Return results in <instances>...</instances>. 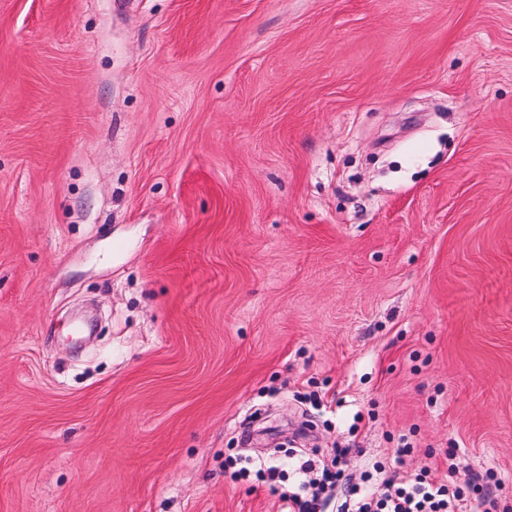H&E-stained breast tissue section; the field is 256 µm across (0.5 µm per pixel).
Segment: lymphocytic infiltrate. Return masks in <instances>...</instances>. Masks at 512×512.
<instances>
[{
	"mask_svg": "<svg viewBox=\"0 0 512 512\" xmlns=\"http://www.w3.org/2000/svg\"><path fill=\"white\" fill-rule=\"evenodd\" d=\"M448 469L467 472L465 485L446 483L425 470L400 480L377 463L358 483L344 470L321 469L304 457L286 470L277 466L254 470L245 464L233 475L238 479L253 475L274 483L285 481V471H292L284 496L294 512H497L498 485L490 476L469 474L466 460L456 455L450 456Z\"/></svg>",
	"mask_w": 512,
	"mask_h": 512,
	"instance_id": "f902f5d3",
	"label": "lymphocytic infiltrate"
}]
</instances>
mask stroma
Wrapping results in <instances>:
<instances>
[{"label": "stroma", "instance_id": "1", "mask_svg": "<svg viewBox=\"0 0 512 512\" xmlns=\"http://www.w3.org/2000/svg\"><path fill=\"white\" fill-rule=\"evenodd\" d=\"M403 438L512 506V0H0V512Z\"/></svg>", "mask_w": 512, "mask_h": 512}]
</instances>
